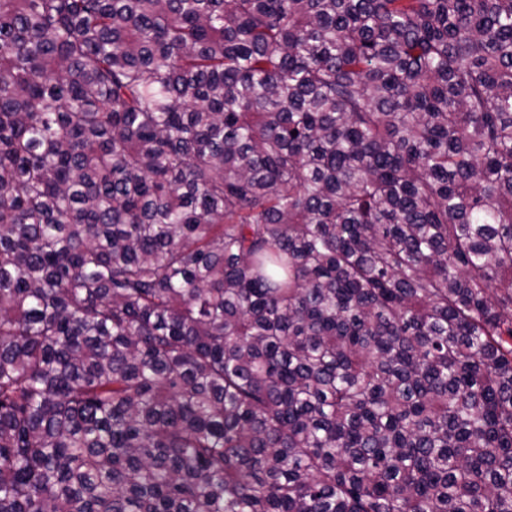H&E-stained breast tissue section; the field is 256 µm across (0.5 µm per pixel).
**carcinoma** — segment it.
I'll return each mask as SVG.
<instances>
[{"label": "carcinoma", "instance_id": "1", "mask_svg": "<svg viewBox=\"0 0 512 512\" xmlns=\"http://www.w3.org/2000/svg\"><path fill=\"white\" fill-rule=\"evenodd\" d=\"M0 512H512V0H0Z\"/></svg>", "mask_w": 512, "mask_h": 512}]
</instances>
